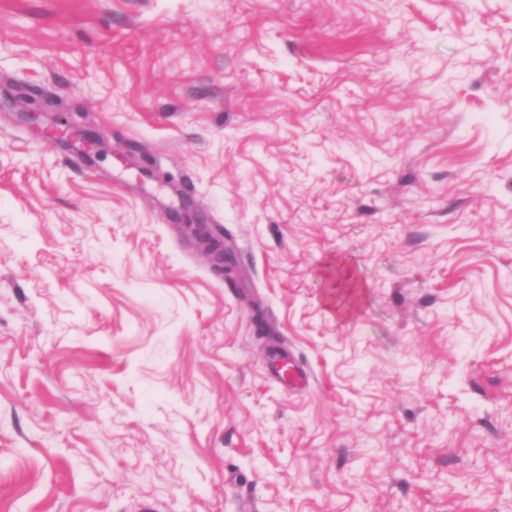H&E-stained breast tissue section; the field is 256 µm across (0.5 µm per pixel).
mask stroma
<instances>
[{"mask_svg": "<svg viewBox=\"0 0 512 512\" xmlns=\"http://www.w3.org/2000/svg\"><path fill=\"white\" fill-rule=\"evenodd\" d=\"M16 85L108 156L0 103V512H512V0H0ZM24 117L28 125L39 131H50L57 128V124L63 127V130L70 132L73 136L72 140L79 153L90 163H95L104 155L102 142L100 138L88 132L87 126L82 123L84 116L78 114L77 118L70 117L69 119L47 122L45 120L44 112L37 110H26ZM185 224H187L203 251L213 258L215 271L224 276V281H232L236 277L238 269L225 239L213 236L210 229L205 227V224L192 222Z\"/></svg>", "mask_w": 512, "mask_h": 512, "instance_id": "35a3bbf8", "label": "stroma"}]
</instances>
